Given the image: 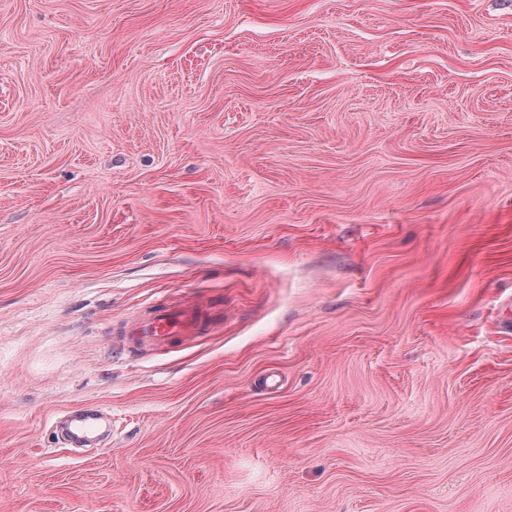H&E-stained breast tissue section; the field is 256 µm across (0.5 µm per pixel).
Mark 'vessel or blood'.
I'll return each mask as SVG.
<instances>
[{"label":"vessel or blood","instance_id":"obj_1","mask_svg":"<svg viewBox=\"0 0 512 512\" xmlns=\"http://www.w3.org/2000/svg\"><path fill=\"white\" fill-rule=\"evenodd\" d=\"M203 326V307L185 299L142 310L120 326L119 334L128 347L162 350L174 339L199 334ZM65 423L67 442L72 447L98 444L112 437V413L105 408L86 406L67 411Z\"/></svg>","mask_w":512,"mask_h":512}]
</instances>
